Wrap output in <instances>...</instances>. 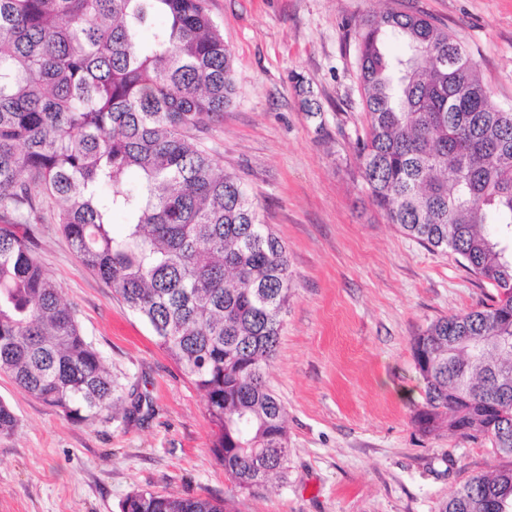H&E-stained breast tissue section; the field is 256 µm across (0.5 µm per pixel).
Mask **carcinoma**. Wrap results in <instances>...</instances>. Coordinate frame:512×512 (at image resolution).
<instances>
[{"label":"carcinoma","mask_w":512,"mask_h":512,"mask_svg":"<svg viewBox=\"0 0 512 512\" xmlns=\"http://www.w3.org/2000/svg\"><path fill=\"white\" fill-rule=\"evenodd\" d=\"M358 41L368 117L358 156L372 203L496 291L412 343L418 431L444 425L507 459L469 477L441 512H490L493 496L512 512V359L493 358L512 336V112L491 103L462 41L424 13L389 8ZM233 88L204 0H0V373L76 422L140 409L125 405L42 270L33 227L53 222L203 392L214 458L251 493L288 472L286 409L266 370L291 273L244 184L196 142ZM48 199L64 203L51 219ZM17 426L0 400V434ZM121 512L229 509L137 491Z\"/></svg>","instance_id":"obj_1"}]
</instances>
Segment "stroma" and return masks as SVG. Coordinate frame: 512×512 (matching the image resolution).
<instances>
[{
    "label": "stroma",
    "instance_id": "obj_1",
    "mask_svg": "<svg viewBox=\"0 0 512 512\" xmlns=\"http://www.w3.org/2000/svg\"><path fill=\"white\" fill-rule=\"evenodd\" d=\"M456 34L492 102L512 108V0H401ZM232 54L234 95L200 135L287 247L292 296L267 373L288 412V474L235 493L211 453L204 396L147 323L75 258L59 225L36 254L77 313L133 418L80 423L0 373L19 420L0 434V512H121L132 492L232 498L235 512H439L489 448L422 435L412 354L434 320L489 293L372 205L357 142L368 130L357 32L385 0H205Z\"/></svg>",
    "mask_w": 512,
    "mask_h": 512
}]
</instances>
